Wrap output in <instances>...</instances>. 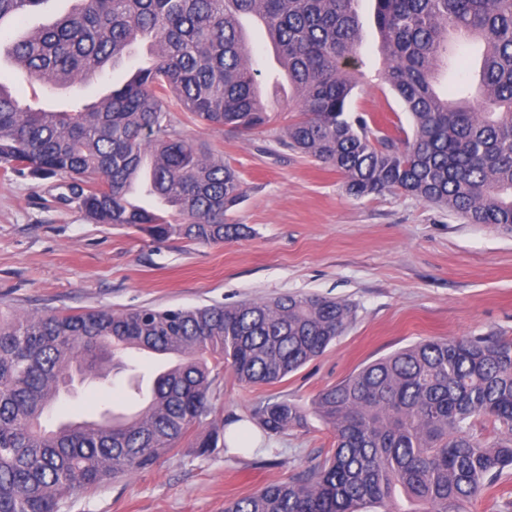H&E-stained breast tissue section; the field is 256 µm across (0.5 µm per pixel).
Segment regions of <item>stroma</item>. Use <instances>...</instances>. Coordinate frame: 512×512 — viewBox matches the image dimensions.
<instances>
[{
    "mask_svg": "<svg viewBox=\"0 0 512 512\" xmlns=\"http://www.w3.org/2000/svg\"><path fill=\"white\" fill-rule=\"evenodd\" d=\"M372 0H360L366 38L358 67L367 76L353 110L379 120L412 121L402 101L373 77L381 66ZM259 81L273 104L267 128L247 136L182 118L183 132L223 154L247 192L225 220L244 225L239 238L206 245L174 236L156 243L126 225L98 224L77 203H62L59 179L0 176V310L46 311L139 307L158 310L269 300L309 293L349 303L354 319L318 358L281 382L246 386L223 369L213 410L197 435L249 420L260 403L302 406L374 360L423 340L470 336L512 338V232L471 224L403 193L356 198L332 168L275 140L290 115L288 95L272 84L279 66L260 29L249 34ZM141 63L133 56L70 95L31 82L0 59V80L23 98L62 108L122 83ZM126 375L76 385L55 415L98 416L103 403L126 410ZM262 451L191 441L152 467L92 490L71 492L59 512H224L225 502L295 478L334 444L316 416L303 427L263 433Z\"/></svg>",
    "mask_w": 512,
    "mask_h": 512,
    "instance_id": "obj_1",
    "label": "stroma"
}]
</instances>
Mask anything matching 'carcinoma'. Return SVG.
I'll return each instance as SVG.
<instances>
[{
    "label": "carcinoma",
    "instance_id": "cac0c4a2",
    "mask_svg": "<svg viewBox=\"0 0 512 512\" xmlns=\"http://www.w3.org/2000/svg\"><path fill=\"white\" fill-rule=\"evenodd\" d=\"M46 0H0V24H24ZM49 24L4 47L10 63L55 90L94 84L147 42L151 62L87 102L23 104L0 81V168L70 180L71 198L98 224L128 225L155 242L173 235L222 244L246 186L224 156L177 128L174 114L249 135L273 111L259 95L242 19L265 29L288 72V111L276 137L336 170L357 198L403 192L471 224L512 232V0H374L381 80L409 112L413 133L351 115L363 42L359 0H75ZM484 47L480 98L449 100L434 73L448 35ZM169 211L135 203L130 187ZM352 307L313 294L190 309L0 314V512H58L78 488L145 469L180 447L212 412L221 370L248 386L274 384L320 356L352 321ZM174 355L154 401L98 429L42 420L81 371L95 379L119 353ZM320 417L334 448L301 478L232 500L224 512H466L512 470V339L426 340L321 390L304 408H255L268 433ZM488 422L495 441L477 430Z\"/></svg>",
    "mask_w": 512,
    "mask_h": 512
}]
</instances>
